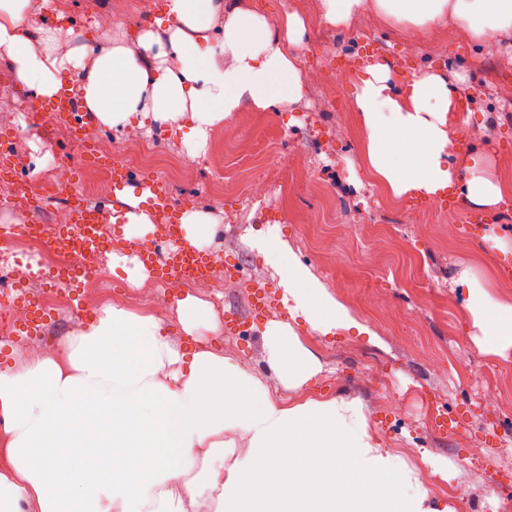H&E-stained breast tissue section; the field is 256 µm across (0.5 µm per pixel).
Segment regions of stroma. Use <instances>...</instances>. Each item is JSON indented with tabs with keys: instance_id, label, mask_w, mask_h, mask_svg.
<instances>
[{
	"instance_id": "1",
	"label": "stroma",
	"mask_w": 512,
	"mask_h": 512,
	"mask_svg": "<svg viewBox=\"0 0 512 512\" xmlns=\"http://www.w3.org/2000/svg\"><path fill=\"white\" fill-rule=\"evenodd\" d=\"M71 19L74 39L90 44L101 36L98 16H112V28L135 36L149 0H59ZM276 18L296 12L310 28L298 49L303 71L315 72L302 99H281L266 110L242 102L239 110L211 132L222 139V166L189 157L174 134L155 136L160 160L140 166L139 174L164 181L186 207L218 216L210 248L224 270L240 273L232 296L213 300L222 328L204 333L202 346L223 350L244 367L279 384L262 360L258 332L266 321L287 319L280 277L254 246L267 227L278 226L294 253L327 290L341 301L369 334L356 330L323 336L297 325L320 373L307 393L359 398L371 423L408 466L417 468L432 496L449 500L448 488L467 484L473 499L468 512H485L499 495L512 493V358L485 352L474 336L456 281L465 270L486 279L492 291L512 293V196L487 206L481 221L466 225V208H414L390 196L369 174L363 157L355 84L364 64L389 68L399 84L436 73L463 84L466 112L450 124L468 122L473 130L463 152L484 159L488 173L512 184V98L501 93L512 82V36L490 32L479 43L468 40L452 20L429 30L393 24L373 8L345 29L321 19L320 0H238ZM413 44H405V37ZM339 86L335 105L322 100L325 84ZM12 75L0 68V137L17 139L23 105L33 104ZM344 137H337V129ZM38 151L22 150L21 164L35 170L36 182L49 175L57 158L69 156L75 174L83 163L69 153L62 121L44 117ZM296 155L301 171L287 191L272 189L264 199L239 194L246 178L273 173L278 157ZM420 223H413V216ZM501 248H494L493 240ZM341 253L327 270L319 256ZM497 384L499 405L481 400L484 381ZM425 391L438 414L448 420L437 431L419 405L393 412L392 404L411 391ZM448 466L447 476L432 474L431 463Z\"/></svg>"
}]
</instances>
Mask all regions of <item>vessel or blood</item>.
Listing matches in <instances>:
<instances>
[{"label": "vessel or blood", "instance_id": "b4317fda", "mask_svg": "<svg viewBox=\"0 0 512 512\" xmlns=\"http://www.w3.org/2000/svg\"><path fill=\"white\" fill-rule=\"evenodd\" d=\"M47 109L56 117L80 128L88 119L70 93H62L47 101ZM0 181L17 186L19 200L25 207L44 203L45 198L30 175L23 172L17 162L9 140L0 139ZM115 189L132 188L134 194L149 192L151 199L150 217L155 226L153 233L157 245L149 251L139 250L138 239L128 242L130 248L136 249L140 262L158 279L189 272L202 275L209 271L212 262L185 246L181 241L182 231L178 222V211L166 184L158 179L125 171L114 174ZM55 201H64L69 205L70 220L65 224H42L38 230L47 248L57 254L97 244L101 238V225L104 221L103 207L79 201L73 191L56 193Z\"/></svg>", "mask_w": 512, "mask_h": 512}]
</instances>
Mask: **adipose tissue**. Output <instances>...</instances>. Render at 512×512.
Wrapping results in <instances>:
<instances>
[{
  "label": "adipose tissue",
  "instance_id": "adipose-tissue-1",
  "mask_svg": "<svg viewBox=\"0 0 512 512\" xmlns=\"http://www.w3.org/2000/svg\"><path fill=\"white\" fill-rule=\"evenodd\" d=\"M377 12L419 30L455 20L473 40L512 33V0H374ZM31 0H0V66L35 97L72 93L97 129L148 120V133H178L191 157L242 99L264 110L301 99L294 53L303 17L271 20L228 0H168L135 39L69 42L65 13L28 21ZM375 179L395 198L454 193L475 206L501 202L504 188L470 157L456 165L448 115L463 107L443 76H414L397 88L389 69L370 65L354 90ZM198 252L212 244L217 216L179 217ZM282 279L284 320L264 324L265 361L288 402L258 373L223 352L169 338L162 319L105 304L55 355L0 370V512H455L434 503L416 470L382 443L359 398H313L302 390L317 359L294 327L322 335L366 332L350 311L296 263L269 231L255 242ZM464 308L491 354L512 356V300L494 297L472 274L458 280ZM185 336L219 333L212 303L176 302ZM71 461L61 472L58 459Z\"/></svg>",
  "mask_w": 512,
  "mask_h": 512
}]
</instances>
